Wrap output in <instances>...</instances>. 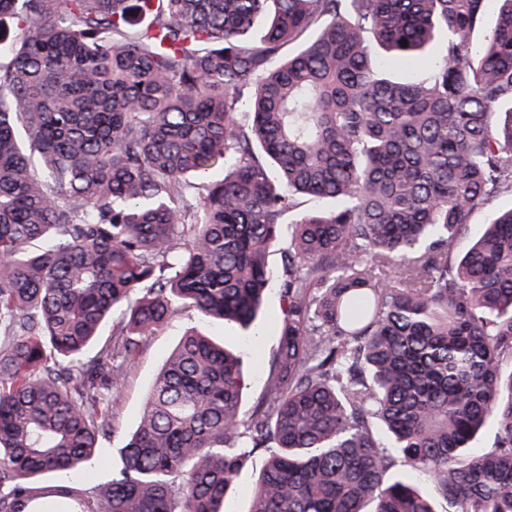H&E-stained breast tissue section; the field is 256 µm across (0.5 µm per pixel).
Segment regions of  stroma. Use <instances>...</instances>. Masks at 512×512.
Wrapping results in <instances>:
<instances>
[{
  "label": "stroma",
  "mask_w": 512,
  "mask_h": 512,
  "mask_svg": "<svg viewBox=\"0 0 512 512\" xmlns=\"http://www.w3.org/2000/svg\"><path fill=\"white\" fill-rule=\"evenodd\" d=\"M282 316V301L278 291H270L261 313L262 334L250 347H243L240 327L219 321L204 322L189 309L176 312L168 322L143 340L136 355L123 365L124 380L119 395L112 405L114 435L105 444V451L95 459L88 470L95 482L105 483L111 477V469L121 458L126 439L137 428L145 399L153 382L187 329H195L225 342L242 358L246 375L242 411H249L260 399L272 358L277 348L275 324ZM267 456L258 452L244 463L233 490L224 500V512H248L250 493L265 466Z\"/></svg>",
  "instance_id": "obj_1"
}]
</instances>
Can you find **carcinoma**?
<instances>
[{"instance_id": "1", "label": "carcinoma", "mask_w": 512, "mask_h": 512, "mask_svg": "<svg viewBox=\"0 0 512 512\" xmlns=\"http://www.w3.org/2000/svg\"><path fill=\"white\" fill-rule=\"evenodd\" d=\"M485 2L0 0V512H224L257 450L250 512H512V0L478 45ZM275 284L252 412L189 331L90 484L139 340L183 308L247 329Z\"/></svg>"}]
</instances>
